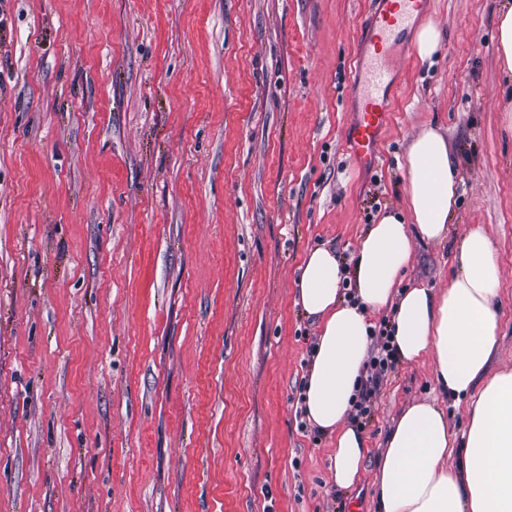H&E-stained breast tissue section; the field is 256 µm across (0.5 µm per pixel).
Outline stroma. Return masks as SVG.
I'll return each instance as SVG.
<instances>
[{"label":"stroma","mask_w":512,"mask_h":512,"mask_svg":"<svg viewBox=\"0 0 512 512\" xmlns=\"http://www.w3.org/2000/svg\"><path fill=\"white\" fill-rule=\"evenodd\" d=\"M503 0H432V63L396 59L378 166L346 143L368 0H0V512H374L397 414L438 392L396 364L337 489L300 416L316 322L305 254L350 260L407 208V147L459 160L448 234L403 287L443 292L479 226L501 272L491 369H512V80ZM496 50L504 74L512 78V5L509 4L498 14Z\"/></svg>","instance_id":"35a3bbf8"}]
</instances>
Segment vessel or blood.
I'll list each match as a JSON object with an SVG mask.
<instances>
[{
  "label": "vessel or blood",
  "instance_id": "obj_1",
  "mask_svg": "<svg viewBox=\"0 0 512 512\" xmlns=\"http://www.w3.org/2000/svg\"><path fill=\"white\" fill-rule=\"evenodd\" d=\"M430 5L431 0H371L349 87L355 103L353 119L346 128V140L362 167L376 166L379 145L390 125L388 102L397 85V50L407 44Z\"/></svg>",
  "mask_w": 512,
  "mask_h": 512
}]
</instances>
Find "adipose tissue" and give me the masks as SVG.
Masks as SVG:
<instances>
[{"label":"adipose tissue","instance_id":"ef3b65f1","mask_svg":"<svg viewBox=\"0 0 512 512\" xmlns=\"http://www.w3.org/2000/svg\"><path fill=\"white\" fill-rule=\"evenodd\" d=\"M406 212H386L370 225L351 262L319 246L303 258L296 302L317 320L303 411L335 436L336 487L353 485L368 442L347 418L367 379L370 314L390 309L388 330L398 360L430 359L439 399L417 401L395 420L374 484L376 512H512V370L491 371L497 347L500 269L491 239L471 228L457 251L458 273L447 290L401 288L412 236L442 239L459 192L457 160L445 136L424 127L410 142ZM356 298L342 297L344 282ZM468 402L466 427L455 432L440 399Z\"/></svg>","mask_w":512,"mask_h":512}]
</instances>
